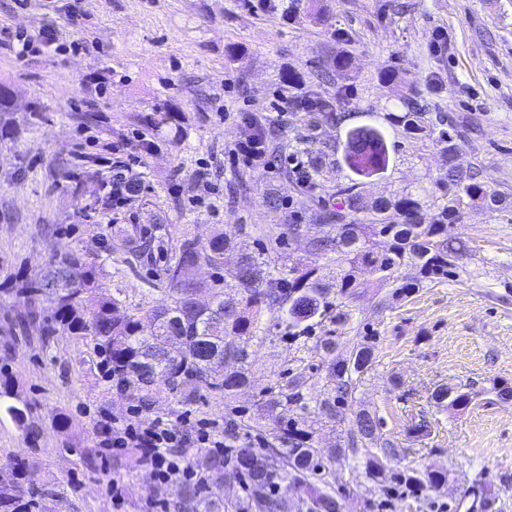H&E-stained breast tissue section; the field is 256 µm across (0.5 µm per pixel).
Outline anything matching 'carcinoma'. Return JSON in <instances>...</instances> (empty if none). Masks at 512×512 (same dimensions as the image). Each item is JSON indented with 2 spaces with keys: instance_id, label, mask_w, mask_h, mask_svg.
<instances>
[{
  "instance_id": "obj_1",
  "label": "carcinoma",
  "mask_w": 512,
  "mask_h": 512,
  "mask_svg": "<svg viewBox=\"0 0 512 512\" xmlns=\"http://www.w3.org/2000/svg\"><path fill=\"white\" fill-rule=\"evenodd\" d=\"M399 103L401 111L387 113L385 121L432 141L448 158V170L431 186L420 185L393 201L376 198L365 203L359 192L363 180L381 176L391 162L386 132L381 124L346 129L342 162L352 178L336 186L316 215V223L334 233L310 242L313 249L336 262L335 286L323 283L316 268L285 257L273 266L265 252H246L233 271L239 298L226 301L224 290L213 285L210 301L202 303L198 301L201 286L188 280L189 269L199 262L224 270V252L233 247L232 240L217 233L201 242L159 225L144 233L128 229L114 242L115 248L139 261L163 250L164 240L171 241L166 264L153 283L161 298L146 313L128 308L120 293L103 289L94 264L64 252L12 289L18 307L7 318L8 324L21 331L38 326V339L44 348L64 334L86 341L106 377L112 380L119 376L120 389L135 388L145 400L162 389L179 394L184 403H192L205 393L231 400L250 383L251 346L258 333L265 331V317L283 328V338L300 341L305 347L314 325L323 320L341 328L349 324L350 314L339 309L338 300L364 293L368 284L359 278V270H369L379 289L393 287L395 272L408 263L416 265L424 278L446 276L462 255V247L448 240L447 224L463 222L469 207L482 204L491 209L500 202L479 169L464 170L454 164L464 138L462 131L445 126L441 114L423 111L417 94L403 95ZM288 107L315 113L312 131L323 123L343 125L351 119V113L340 111V101L323 98L313 86L288 101ZM251 124L255 137L268 144L276 125L257 119ZM310 138L308 134L288 143L292 155L306 156L302 162L304 192L318 188L320 176L334 155L332 149L319 156L309 154L302 145ZM392 208L400 216L395 224L385 220ZM380 238L389 241L388 248H377ZM47 294L54 302L49 314L41 307ZM375 343L376 336L367 334L348 357L340 358L331 352L334 342L322 340L321 364L304 366L288 384L268 389L258 404L259 417L242 413L237 419L224 421V442L230 448L235 447L240 432L263 430V419L273 423L270 440L260 451L241 446L233 457L205 452L192 459L194 468L214 485L223 480L229 466L244 481L246 497L231 505L232 512H283V503L275 496L282 481L293 483L300 491L299 512H342V495L332 487L330 477L336 462L348 451L355 456L364 450L366 475L373 480L381 477L393 445L381 440L376 416L358 412L346 447L326 454L314 446L312 433L298 428L293 419L281 418V411L294 408L324 422H340L342 408L352 398L357 381L374 364ZM317 385L319 394L312 400L308 398L309 387ZM433 399L456 409L468 404V395L451 397L447 389L435 391ZM0 401L5 414L26 437L37 435V429L28 422L27 402L8 379L0 381ZM447 480L448 472L443 469L408 478L418 487L438 486ZM61 498L62 492L42 483L23 459H14L8 470L0 473V512H56ZM170 508L172 512H220L223 505L213 499V492L186 483Z\"/></svg>"
}]
</instances>
